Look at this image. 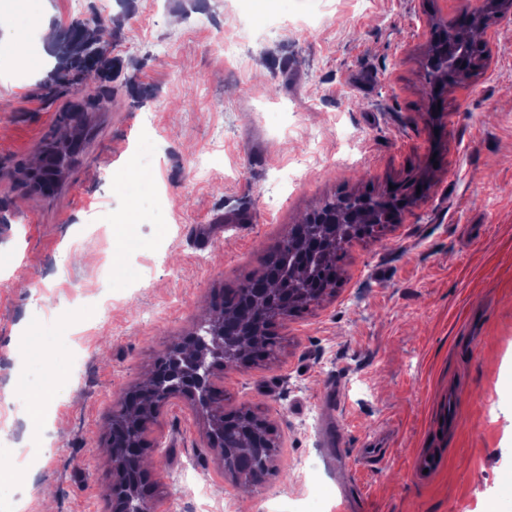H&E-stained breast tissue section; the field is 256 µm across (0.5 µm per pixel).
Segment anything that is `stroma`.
I'll list each match as a JSON object with an SVG mask.
<instances>
[{"mask_svg": "<svg viewBox=\"0 0 512 512\" xmlns=\"http://www.w3.org/2000/svg\"><path fill=\"white\" fill-rule=\"evenodd\" d=\"M478 0H0V487L27 512H112L113 414L225 289L259 272L322 199L424 176L400 221L354 241L334 292L276 320V358L218 371L229 410L270 425L263 483L239 488L195 410L145 435L164 512L210 490L209 512H512V13L492 54L429 109V23ZM57 34L110 17L101 79L58 71L29 18ZM238 41L234 59L215 51ZM88 112L54 194L25 172ZM210 169L202 178L196 160ZM37 335L64 396L20 393ZM455 428L430 481L411 460L449 390ZM383 440L385 458L362 459ZM27 448L28 468L15 451Z\"/></svg>", "mask_w": 512, "mask_h": 512, "instance_id": "35a3bbf8", "label": "stroma"}]
</instances>
